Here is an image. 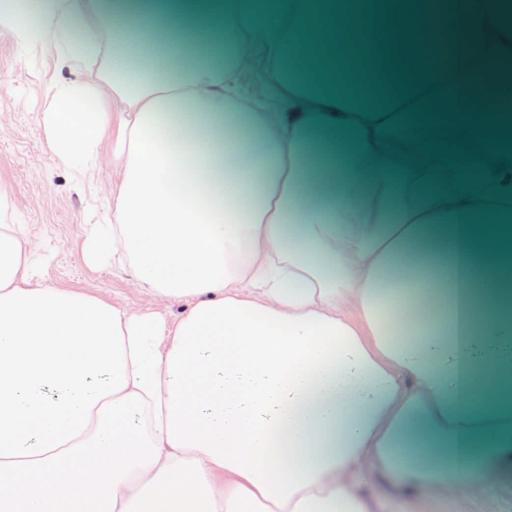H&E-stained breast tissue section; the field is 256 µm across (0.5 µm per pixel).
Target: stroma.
<instances>
[{
	"instance_id": "35a3bbf8",
	"label": "stroma",
	"mask_w": 512,
	"mask_h": 512,
	"mask_svg": "<svg viewBox=\"0 0 512 512\" xmlns=\"http://www.w3.org/2000/svg\"><path fill=\"white\" fill-rule=\"evenodd\" d=\"M28 71L13 88L0 90V195L13 204L9 221L21 224L26 236L43 246L50 261L43 269L46 282L102 298L134 312L160 311L175 321L192 305L175 299L158 305L143 288L132 287L128 273L109 264L89 266L83 256L84 228L96 220L95 209L104 205L101 183L111 169L101 165L83 187L58 164L39 124L45 92L51 84L76 78L73 70L56 68L51 49L24 51L11 37L0 36V77L13 73L19 58ZM373 501L375 512H483L480 500L455 497L440 505L424 506L395 492L388 481L360 485Z\"/></svg>"
}]
</instances>
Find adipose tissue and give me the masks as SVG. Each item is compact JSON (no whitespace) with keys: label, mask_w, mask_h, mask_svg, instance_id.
<instances>
[{"label":"adipose tissue","mask_w":512,"mask_h":512,"mask_svg":"<svg viewBox=\"0 0 512 512\" xmlns=\"http://www.w3.org/2000/svg\"><path fill=\"white\" fill-rule=\"evenodd\" d=\"M369 0H10L0 35L77 71L41 126L109 159L83 255L178 320L43 280L0 195V512H372L357 480L495 512L512 471V166L411 144ZM433 90L494 114L512 0H417ZM333 19L335 35L323 23ZM359 42L370 115L325 56ZM288 106L241 95L255 56Z\"/></svg>","instance_id":"adipose-tissue-1"}]
</instances>
